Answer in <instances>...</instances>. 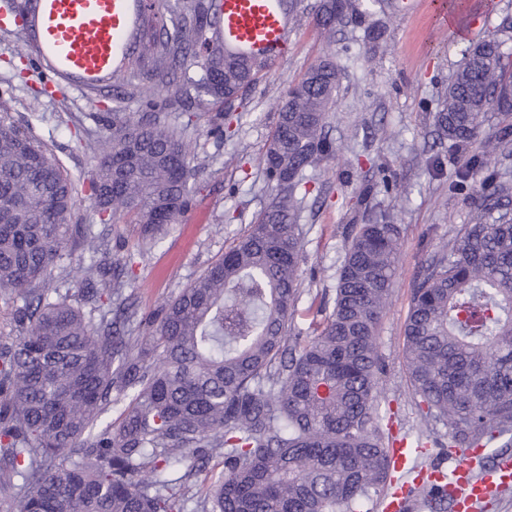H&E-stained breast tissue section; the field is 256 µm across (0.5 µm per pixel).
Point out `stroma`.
Listing matches in <instances>:
<instances>
[{"instance_id": "35a3bbf8", "label": "stroma", "mask_w": 512, "mask_h": 512, "mask_svg": "<svg viewBox=\"0 0 512 512\" xmlns=\"http://www.w3.org/2000/svg\"><path fill=\"white\" fill-rule=\"evenodd\" d=\"M320 0H298L288 57L268 62L256 83L236 100L224 118V133L212 131L216 106L193 115L172 112L169 123L185 133L196 169V191L178 223L170 225L147 259L137 225L116 220L108 237L113 257L134 256L124 285L141 312L176 298L218 261L251 222L270 204L273 193L261 156L289 87L327 55L341 67L329 134L336 155L305 172L307 193L299 222L305 259L301 295L291 323L295 336H309L332 307L343 230L362 224L378 210H394L402 228L400 261L389 304L377 327L382 371L380 413L399 438L424 434L426 452L418 466L448 470L436 446L447 429L425 422L415 405L403 362L404 325L412 290L429 256L446 244L455 227L470 223L475 195L450 192L456 171L468 154L448 151L436 134L433 116L444 101L448 81L465 50L482 39L502 42L512 55V0H482V25L458 36L434 28L430 0L415 10L386 11L383 38L372 44L363 27L345 24L334 37L320 35L314 17ZM25 43L14 28L0 25V93L12 98L15 123L51 150L71 174L81 204L78 223H93L90 182L96 169L91 152L81 149L83 130H102L97 116L108 102L87 99L86 90L59 82L38 56H21ZM405 186L407 198L385 190Z\"/></svg>"}]
</instances>
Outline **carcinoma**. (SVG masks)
Instances as JSON below:
<instances>
[{
    "label": "carcinoma",
    "instance_id": "carcinoma-1",
    "mask_svg": "<svg viewBox=\"0 0 512 512\" xmlns=\"http://www.w3.org/2000/svg\"><path fill=\"white\" fill-rule=\"evenodd\" d=\"M41 0L10 12L37 34ZM219 0H152L138 51L117 72L138 118L112 108L93 152L101 229L73 223L74 181L0 97V296L21 300L19 336L0 346V482L7 512H363L390 482L379 429L377 326L394 287L401 226L391 214L350 224L332 311L312 336L290 335L304 252V173L336 147L325 133L339 72L326 57L288 91L264 152L271 205L196 281L154 316L123 294L108 227L129 217L145 247L177 223L195 191L184 134L168 112L231 104L265 67L219 41ZM317 26L340 23L322 0ZM196 66L200 75H189ZM508 80L480 40L453 73L434 124L448 148L480 145L483 161L453 187L480 211L428 260L412 290L404 365L424 416L448 447L512 448V186L491 161L512 131L482 128L486 94ZM66 260L53 282L51 267ZM121 403L119 422L109 420ZM224 471L205 494L188 480L207 460ZM432 489L420 507L445 512Z\"/></svg>",
    "mask_w": 512,
    "mask_h": 512
}]
</instances>
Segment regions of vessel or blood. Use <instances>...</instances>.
<instances>
[{"label":"vessel or blood","mask_w":512,"mask_h":512,"mask_svg":"<svg viewBox=\"0 0 512 512\" xmlns=\"http://www.w3.org/2000/svg\"><path fill=\"white\" fill-rule=\"evenodd\" d=\"M438 28L449 18L474 28L477 9H463L458 0H432ZM44 20L38 42L42 55L53 57L57 71L92 83L112 75L131 43L141 12L140 0H43ZM220 30L227 49L266 61L288 53L290 36L279 0H221ZM455 481L448 493L453 512H476L491 493L512 489V460L505 459L492 470L475 474L474 464L482 452L477 448L454 450Z\"/></svg>","instance_id":"b4317fda"}]
</instances>
